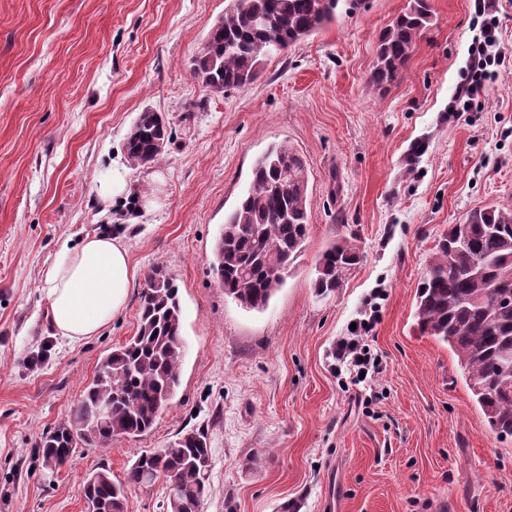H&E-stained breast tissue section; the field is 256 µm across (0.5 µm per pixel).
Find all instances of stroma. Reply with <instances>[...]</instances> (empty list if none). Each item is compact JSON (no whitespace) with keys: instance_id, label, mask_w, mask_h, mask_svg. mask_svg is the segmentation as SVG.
Masks as SVG:
<instances>
[{"instance_id":"obj_1","label":"stroma","mask_w":512,"mask_h":512,"mask_svg":"<svg viewBox=\"0 0 512 512\" xmlns=\"http://www.w3.org/2000/svg\"><path fill=\"white\" fill-rule=\"evenodd\" d=\"M409 0L339 5L336 19L267 57L258 78L215 94L189 60L224 0H0V512H85L99 467L126 482L136 456L184 429L212 451L202 512H512V437L498 438L446 344L415 325L417 286L439 237L473 209H512V56L463 114L449 112L480 36L474 0H431L433 24L400 82L368 76L376 40ZM172 130L163 155L128 167L130 193L94 184L126 164L139 114ZM285 141L309 174L313 222L261 312L225 297L212 247L256 157ZM165 206L146 212L152 173ZM123 238L138 279L97 335L57 336L40 291L62 244ZM356 235L360 262L317 295L320 254ZM180 288L181 384L154 429L76 449L57 472L35 448L68 418L99 361L137 329L149 270ZM379 365L346 384L332 356L364 319ZM48 349L44 363L27 357Z\"/></svg>"}]
</instances>
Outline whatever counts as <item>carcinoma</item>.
<instances>
[{
	"label": "carcinoma",
	"mask_w": 512,
	"mask_h": 512,
	"mask_svg": "<svg viewBox=\"0 0 512 512\" xmlns=\"http://www.w3.org/2000/svg\"><path fill=\"white\" fill-rule=\"evenodd\" d=\"M340 0H225L219 16L191 58L192 72L214 93L257 79L266 57L322 29ZM432 21L430 0L409 6L380 33L369 82L384 89L400 79L421 33ZM170 131L165 118L141 112L127 133L125 152L134 166L160 158ZM305 162L291 144L267 148L253 163L251 181L224 218L213 247L212 269L224 295L247 310L262 311L284 285L303 250L312 223ZM360 259L355 236L329 246L316 265L314 288L336 291ZM512 287V209L473 211L438 241L416 292L414 319L421 334L448 345L486 423L512 437V307L497 305ZM184 357L179 287L164 268L151 270L140 293L137 331L100 361L70 417L38 443L45 469L63 466L83 446L105 448L116 437L150 432L169 407L181 381ZM110 401L107 418L89 410ZM211 448L204 432L183 430L162 448L144 450L127 482L150 485L162 478L176 486L166 512H201L207 495ZM90 512H127L122 483L101 467L88 476Z\"/></svg>",
	"instance_id": "1"
}]
</instances>
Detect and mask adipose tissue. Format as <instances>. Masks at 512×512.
<instances>
[{"label": "adipose tissue", "instance_id": "1", "mask_svg": "<svg viewBox=\"0 0 512 512\" xmlns=\"http://www.w3.org/2000/svg\"><path fill=\"white\" fill-rule=\"evenodd\" d=\"M136 277L120 237L92 234L78 248L63 249L41 278L56 333L78 341L99 332L126 306Z\"/></svg>", "mask_w": 512, "mask_h": 512}]
</instances>
